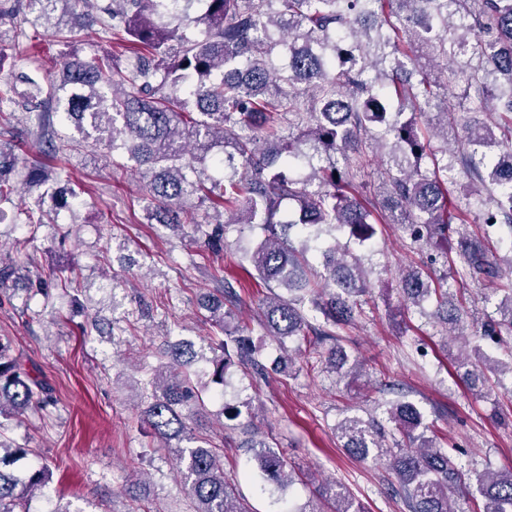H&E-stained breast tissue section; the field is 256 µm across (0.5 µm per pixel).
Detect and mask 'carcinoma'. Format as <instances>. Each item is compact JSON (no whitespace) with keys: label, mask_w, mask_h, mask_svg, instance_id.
Wrapping results in <instances>:
<instances>
[{"label":"carcinoma","mask_w":512,"mask_h":512,"mask_svg":"<svg viewBox=\"0 0 512 512\" xmlns=\"http://www.w3.org/2000/svg\"><path fill=\"white\" fill-rule=\"evenodd\" d=\"M73 2L28 0L13 22L10 49L30 39L29 26L71 40L73 28L61 22ZM91 21L127 53L126 66L118 56L72 55L56 81L28 77L23 90L0 83V137L15 138L11 118L28 110L35 118L29 135L48 157L26 159L19 169L11 142L0 143V202L14 192L3 173L19 170L25 184L43 189L37 206L65 207L58 184L71 179L70 151L103 147L140 175L148 216L182 238L217 251L229 224L260 225L263 238L241 252L239 266L251 265L267 290L265 335L308 344L325 371L352 380L361 370L340 373L336 336L358 310L369 273L365 257L339 248V229L361 243L376 224L398 225L418 248L453 241L456 257L444 252L442 259L460 281H512V253L497 264L486 251L489 231L504 228L512 248V179H505L512 172V0H109ZM472 36L478 44L470 52ZM440 59L446 67L437 71ZM459 83L474 91L488 120L464 121L454 147H437L434 127L419 126L418 116L437 108L444 123H454L456 112L468 111L448 109V89ZM58 122L75 134L59 135ZM367 141L389 147L388 168L370 187L350 157ZM209 163L224 172L221 180L208 181ZM458 166L467 181L452 175ZM202 206L213 209L212 223L196 220ZM226 212L236 218L224 220ZM467 224L483 225L484 235L469 233ZM313 259L324 269L321 279ZM211 277L217 288L200 303L216 329L207 340L211 356L187 344L167 350L141 387L139 416L176 457L193 512H251L224 476L223 452L191 426L208 414L201 378L225 389L234 368L268 375L261 347L231 325L242 283L220 266ZM19 280L26 281V300L48 303L60 276L34 274L27 263L1 256L0 304L12 303ZM402 291L407 309L435 302L432 316L443 329L469 327L463 300L417 270L402 274ZM307 305L324 326L310 325ZM497 314L471 340L498 344L512 336V294ZM485 371H465L469 390L482 393ZM52 404L53 386L0 340V417L20 421ZM387 419L400 438L356 414L338 423L337 434L352 455L385 459L409 512H458L448 488L463 472L419 431V409L398 400ZM250 448L263 481L292 482L277 449L263 439ZM24 454L0 432V512H29V500L50 479L44 466L18 478L12 465ZM476 483L483 512H512V468L478 473ZM318 496L333 512H363L342 483L322 484Z\"/></svg>","instance_id":"cac0c4a2"}]
</instances>
